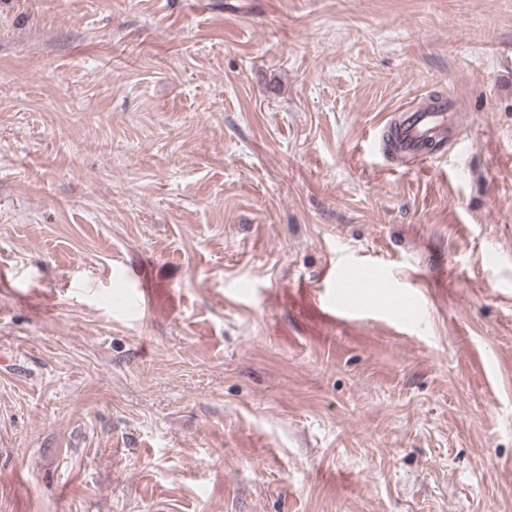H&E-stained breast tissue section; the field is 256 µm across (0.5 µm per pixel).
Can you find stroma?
Instances as JSON below:
<instances>
[{
    "label": "stroma",
    "mask_w": 512,
    "mask_h": 512,
    "mask_svg": "<svg viewBox=\"0 0 512 512\" xmlns=\"http://www.w3.org/2000/svg\"><path fill=\"white\" fill-rule=\"evenodd\" d=\"M0 268V512H512V0H0ZM455 112L458 111L450 100L433 102L425 108L406 109L384 127V145L387 136H392L398 145V153L390 152L398 158H406L413 163L432 160L459 137ZM430 145L435 148H430ZM391 281L392 278L388 274L383 273L378 275L373 282L362 284L360 282H355L351 278L345 276L341 271L336 270V282L338 283V287L348 289L352 298L356 301L359 307H361V294L359 293L358 288H367L369 285L373 288H388Z\"/></svg>",
    "instance_id": "stroma-1"
}]
</instances>
